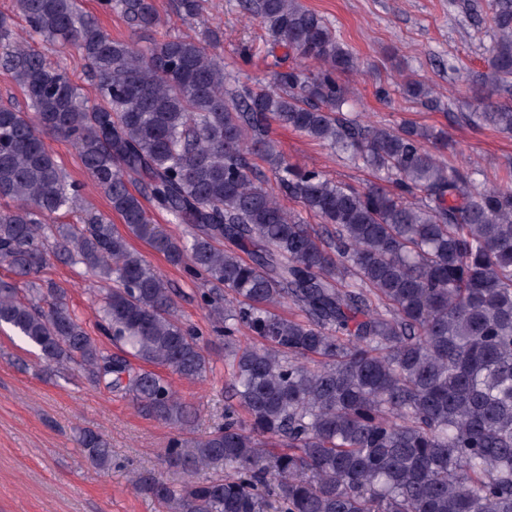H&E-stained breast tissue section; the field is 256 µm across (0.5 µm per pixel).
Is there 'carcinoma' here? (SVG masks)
<instances>
[{"instance_id": "obj_1", "label": "carcinoma", "mask_w": 512, "mask_h": 512, "mask_svg": "<svg viewBox=\"0 0 512 512\" xmlns=\"http://www.w3.org/2000/svg\"><path fill=\"white\" fill-rule=\"evenodd\" d=\"M134 30L161 18L154 0H103ZM39 36L81 55L97 100L62 65L23 43L0 48V67L27 109L0 105V264L20 277L46 263L54 237L105 284L91 336L52 287L20 296L0 279V328L47 365L74 363L94 386L130 396L176 429L167 461L192 473L174 486L138 473V489L169 512H512V182L440 154L443 133L375 126L344 110L341 75L358 59L301 0H240L275 58V89L231 86L204 40L169 36L151 47L112 39L79 0H14ZM495 35L493 84L461 119L512 132V0H487ZM196 18L202 0H177ZM413 100L432 88L396 68ZM291 128L381 174L362 189L290 164L269 136ZM70 141L124 229L95 211L83 224L40 217L79 195L43 136ZM263 161L317 232L257 176ZM182 224L153 223L144 199ZM147 241L211 288L201 300L224 333V426L188 440L195 411L161 370L201 379L202 336L182 321L171 283L133 249ZM249 250L244 258L240 252ZM290 302L301 312H279ZM81 450L105 464L110 448L86 429ZM222 462L220 477L203 474Z\"/></svg>"}]
</instances>
